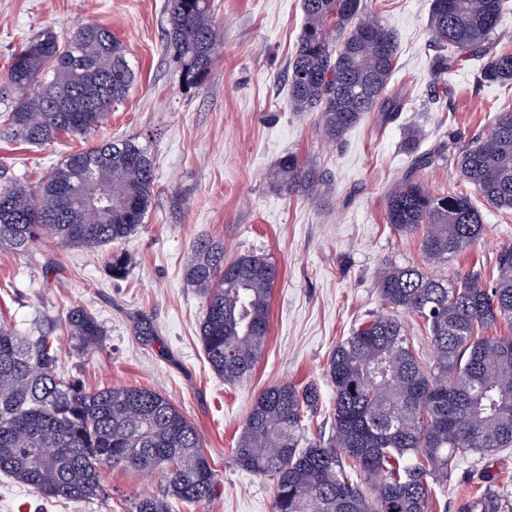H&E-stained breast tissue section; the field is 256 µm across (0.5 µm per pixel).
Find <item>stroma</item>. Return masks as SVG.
Returning <instances> with one entry per match:
<instances>
[{
    "instance_id": "stroma-1",
    "label": "stroma",
    "mask_w": 512,
    "mask_h": 512,
    "mask_svg": "<svg viewBox=\"0 0 512 512\" xmlns=\"http://www.w3.org/2000/svg\"><path fill=\"white\" fill-rule=\"evenodd\" d=\"M365 3L396 36L391 85L406 91L407 101L397 119L368 113L332 144L320 138L316 113L292 111L288 103L301 0H208L216 59L203 87L190 92L164 50V0H0V79L20 48L48 33L66 39L82 20L109 28L132 69L127 97L90 136L64 134L35 146L0 130V185L36 189L68 155L108 138L138 139L155 164L147 218L117 246L73 248L44 239L25 251L0 248V319L23 332L34 319L52 322L64 374L90 389L160 391L197 428L215 462L217 494L197 504L171 501V512H273L272 479L242 468L234 456L254 400L274 384H316L321 398L303 439L329 438L331 350L381 310V269L426 264L419 237L399 235L385 219L387 194L407 165L405 128L420 127L426 149L452 132L467 145L489 132L495 113L512 110V88L480 82L481 62H461L445 82L433 79L432 0ZM288 153L322 175L317 190L273 186L269 172ZM483 214L484 235L460 268L490 275L499 249L512 244V210L487 207ZM202 234L222 241L227 257L258 252L279 270L262 356L235 384L204 357V300L184 276ZM115 249L131 259L119 280L106 269ZM76 307L96 313L105 330L100 347L73 350L65 321ZM141 320L152 324L154 336L138 335ZM103 483L110 499L47 502L0 475V512H129L130 499L163 488L159 475L121 467L105 471ZM489 486L512 497V448L465 460L448 483L434 486L431 512H455Z\"/></svg>"
}]
</instances>
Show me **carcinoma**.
I'll return each instance as SVG.
<instances>
[{
	"mask_svg": "<svg viewBox=\"0 0 512 512\" xmlns=\"http://www.w3.org/2000/svg\"><path fill=\"white\" fill-rule=\"evenodd\" d=\"M305 23L288 65V101L296 112L319 113L324 138L338 142L368 112L393 120L404 98L390 88L394 33L364 0H302ZM506 0H432L430 27L439 49L435 79L469 55L487 59L480 81L512 85V51H494ZM165 48L179 63V81L201 88L216 38L208 0H165ZM0 89L19 97L5 113L8 130L32 144L60 134L87 135L133 80L122 43L95 23L78 24L61 42L46 34L20 49ZM422 131L406 129L408 167L387 195L386 222L401 234L421 233L426 259L451 266L476 243L483 215L463 192L434 195L417 178L445 156L448 143L421 150ZM457 168L484 202L512 210V112L498 113L486 137L457 155ZM276 184L310 191L322 182L292 154L274 166ZM109 202L87 205L86 185ZM153 160L134 139L103 141L70 155L36 190L0 186V247L24 251L51 238L65 247L118 243L143 224L152 205ZM109 272L122 279L128 258L114 252ZM205 300L199 338L213 372L230 384L248 378L269 332L278 268L252 251L224 261V243L196 238L185 269ZM384 311L369 316L332 350L326 371L334 391V436L300 447L316 414L314 384H278L253 403L239 434L236 462L274 480L273 512H430L432 487L444 484L467 457L512 447V336H483L512 327V246L502 248L495 275L468 271L437 277L414 265H391L377 277ZM423 320L431 359L421 360L398 313ZM75 347L105 336L97 316H67ZM50 332L33 336L0 319V473L40 497L107 499L102 473L120 466L165 480L160 496L131 502V512H170L169 500L198 503L216 488V470L195 427L167 396L145 387L87 389L57 372ZM375 480V496L358 476ZM480 512H508L488 489Z\"/></svg>",
	"mask_w": 512,
	"mask_h": 512,
	"instance_id": "obj_1",
	"label": "carcinoma"
}]
</instances>
